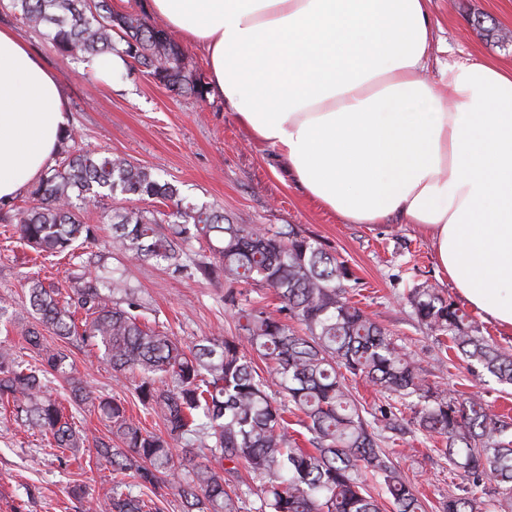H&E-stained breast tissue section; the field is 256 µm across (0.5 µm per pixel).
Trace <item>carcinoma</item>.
I'll list each match as a JSON object with an SVG mask.
<instances>
[{
    "label": "carcinoma",
    "mask_w": 512,
    "mask_h": 512,
    "mask_svg": "<svg viewBox=\"0 0 512 512\" xmlns=\"http://www.w3.org/2000/svg\"><path fill=\"white\" fill-rule=\"evenodd\" d=\"M29 27L45 30L58 51L84 58L114 53L145 69L153 81L198 98L207 93L183 48L137 13L114 10L112 0H9ZM64 132L59 157L31 187L23 207L0 201V220L44 257L74 256L95 238L75 200L117 196L151 199L168 212L114 208L108 214L112 247L128 260L153 262L176 274L229 284L269 287L279 315L238 306L236 336L185 349L146 323L144 305L117 272L61 296L38 278L27 282L26 342L30 363L0 346V403L16 420L49 437L77 458L86 432L74 415L46 394L48 383L69 385L77 406L98 411L111 437L96 440V460L112 467V491L88 501L87 512H151L143 490L173 489L184 512H426L427 506L380 448L385 432L400 430L404 410L419 430L440 440L434 452L448 460L450 490L439 512H483L477 493L512 501V419L474 399H445L429 386L415 361L386 328L353 301L351 273L336 256L293 225L232 224L224 212L185 201L179 188L149 168L110 155L72 149ZM167 227H162V224ZM217 241L216 262L201 261L191 243ZM403 297L436 343L471 371L512 385V352L483 336L469 316L425 283ZM293 321L300 334L288 325ZM49 330L77 348L93 347L120 378L136 373L142 407L164 421L167 437L141 426L125 404L96 395L77 376L69 355L44 344ZM266 372H259L255 359ZM361 377L386 399L371 411L359 406L348 381ZM181 448L172 446V442ZM244 467L262 479L254 489L239 480ZM376 479L374 496L365 483ZM494 488L486 490L488 481Z\"/></svg>",
    "instance_id": "obj_1"
}]
</instances>
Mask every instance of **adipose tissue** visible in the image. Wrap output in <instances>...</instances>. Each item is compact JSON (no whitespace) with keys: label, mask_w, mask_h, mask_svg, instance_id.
<instances>
[{"label":"adipose tissue","mask_w":512,"mask_h":512,"mask_svg":"<svg viewBox=\"0 0 512 512\" xmlns=\"http://www.w3.org/2000/svg\"><path fill=\"white\" fill-rule=\"evenodd\" d=\"M430 0H151L208 62L212 94L347 224L397 218L462 297L512 333V64L426 76ZM60 77L0 27V199L51 166Z\"/></svg>","instance_id":"adipose-tissue-1"}]
</instances>
